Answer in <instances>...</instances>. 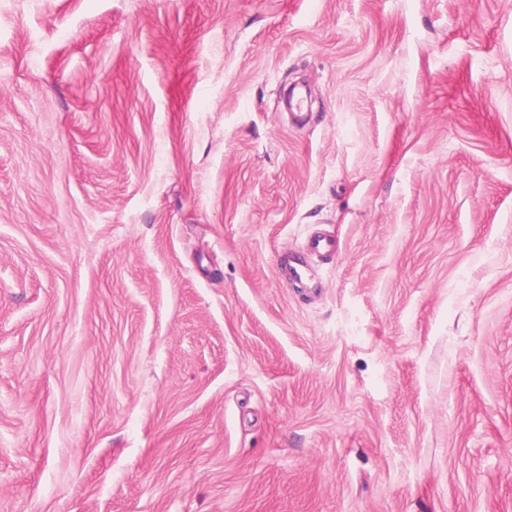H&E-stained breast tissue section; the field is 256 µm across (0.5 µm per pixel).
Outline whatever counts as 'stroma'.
<instances>
[{"mask_svg": "<svg viewBox=\"0 0 512 512\" xmlns=\"http://www.w3.org/2000/svg\"><path fill=\"white\" fill-rule=\"evenodd\" d=\"M0 512H512V0H0Z\"/></svg>", "mask_w": 512, "mask_h": 512, "instance_id": "35a3bbf8", "label": "stroma"}]
</instances>
